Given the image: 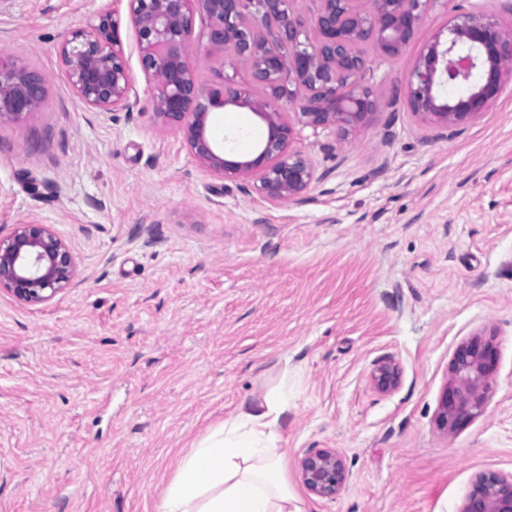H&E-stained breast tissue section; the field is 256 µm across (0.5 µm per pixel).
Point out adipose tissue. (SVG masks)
<instances>
[{
    "instance_id": "obj_1",
    "label": "adipose tissue",
    "mask_w": 512,
    "mask_h": 512,
    "mask_svg": "<svg viewBox=\"0 0 512 512\" xmlns=\"http://www.w3.org/2000/svg\"><path fill=\"white\" fill-rule=\"evenodd\" d=\"M290 407L284 381L237 407L180 460L159 512H303L280 452Z\"/></svg>"
}]
</instances>
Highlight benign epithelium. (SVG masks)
<instances>
[{"mask_svg":"<svg viewBox=\"0 0 512 512\" xmlns=\"http://www.w3.org/2000/svg\"><path fill=\"white\" fill-rule=\"evenodd\" d=\"M127 2L125 17L105 12L63 41L62 62L78 97L98 112L131 111L136 92L121 29L132 28L154 114L175 126L216 176L245 180L257 173L252 189L280 205L303 200L319 180L309 155L293 147L296 126H333L344 137L374 114L380 102L361 83L368 50L387 58L403 54L431 0H316L309 18L295 12V0ZM197 17L205 23L207 44L227 58L207 89L199 85L189 58ZM239 65L247 68L262 98H252L237 79ZM509 78L512 32L490 16L463 12L424 44L406 77V103L412 114L446 129L488 112ZM43 84L21 67L0 63V122L37 109ZM450 84L465 86L466 93L444 96ZM231 106L249 108L266 126L246 160L228 158L224 145L208 132L210 114ZM290 108L293 121L285 118ZM78 272L77 254L48 224H17L0 236V292L19 302H50L78 284ZM496 367L492 340L475 335L457 347L438 416L441 430L453 434L484 412ZM399 381V367L391 360L372 373L381 393L394 391ZM300 475L310 493L328 500L348 481L341 455L327 448L309 450ZM462 512H512V475H478Z\"/></svg>","mask_w":512,"mask_h":512,"instance_id":"7a95c632","label":"benign epithelium"}]
</instances>
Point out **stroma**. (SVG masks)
I'll return each instance as SVG.
<instances>
[{
    "label": "stroma",
    "instance_id": "obj_1",
    "mask_svg": "<svg viewBox=\"0 0 512 512\" xmlns=\"http://www.w3.org/2000/svg\"><path fill=\"white\" fill-rule=\"evenodd\" d=\"M459 7L512 29V0H432L406 52L369 54L377 113L345 140L299 129L319 180L275 207L156 118L132 29L137 105L80 100L61 41L126 0H0V57L46 79L37 110L0 123V233L50 225L80 262L47 304L0 293V512H158L193 442L283 378L305 512H461L478 474L512 473V82L448 129L404 98ZM208 126L238 158L264 134L246 108ZM477 334L497 371L484 413L450 435L449 365ZM387 358L401 379L382 394L371 374ZM313 448L343 458L336 499L301 480Z\"/></svg>",
    "mask_w": 512,
    "mask_h": 512
}]
</instances>
